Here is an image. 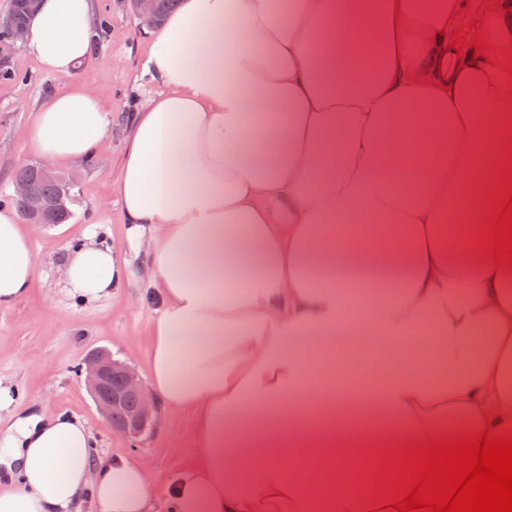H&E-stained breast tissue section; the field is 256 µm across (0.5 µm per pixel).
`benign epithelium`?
<instances>
[{
	"label": "benign epithelium",
	"instance_id": "benign-epithelium-1",
	"mask_svg": "<svg viewBox=\"0 0 512 512\" xmlns=\"http://www.w3.org/2000/svg\"><path fill=\"white\" fill-rule=\"evenodd\" d=\"M135 14L141 25H153L157 16L156 0H134ZM13 198L23 203L22 214L29 224H42L49 212L69 214L70 193L48 201L34 193L26 182L14 183ZM85 386L103 422L131 438H139L152 429L156 405L147 394L137 371L115 360L103 350L85 355L81 363ZM135 404H130V401Z\"/></svg>",
	"mask_w": 512,
	"mask_h": 512
}]
</instances>
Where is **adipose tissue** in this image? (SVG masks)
<instances>
[{
  "mask_svg": "<svg viewBox=\"0 0 512 512\" xmlns=\"http://www.w3.org/2000/svg\"><path fill=\"white\" fill-rule=\"evenodd\" d=\"M502 4L184 0L149 32L159 91L130 119L117 192L133 245L153 234L147 386L196 417L167 512H370L376 436L443 439L448 418L512 430V271L473 254L484 193L466 189L500 151L508 75L451 44L473 23L492 54L511 45ZM94 45L92 0H41L22 49L71 79L38 108L46 161L90 158L110 134L71 78ZM58 263L82 305L133 276L92 235ZM40 276L0 206V308ZM354 322L409 367L370 345L348 376L323 368ZM17 397L0 379V512H156L142 462L99 459L82 419Z\"/></svg>",
  "mask_w": 512,
  "mask_h": 512,
  "instance_id": "adipose-tissue-1",
  "label": "adipose tissue"
}]
</instances>
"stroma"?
I'll use <instances>...</instances> for the list:
<instances>
[{
  "instance_id": "obj_1",
  "label": "stroma",
  "mask_w": 512,
  "mask_h": 512,
  "mask_svg": "<svg viewBox=\"0 0 512 512\" xmlns=\"http://www.w3.org/2000/svg\"><path fill=\"white\" fill-rule=\"evenodd\" d=\"M93 8L96 18L107 20L109 27L101 31L76 77L99 94L115 123L91 163L56 165L75 178L72 216L65 224L30 228L43 262L42 280L14 306L0 309V378L17 385L19 408L83 418L96 437L100 456L122 454L145 462L151 493L160 506L169 476L195 458L192 417H159L151 431L132 439L104 425L78 373L88 351L104 348L147 375L145 353L157 317L154 305L142 299L137 282L115 289L111 298L96 305H77L62 290L56 266L67 247L94 231L128 262L138 279L148 275L145 252L129 241L115 187L123 154V120L157 91L141 76L148 42L130 0H93ZM8 60L14 77L0 81L1 205L12 201L16 170L40 161L31 143L39 105L69 84L68 78L43 73L23 50H13Z\"/></svg>"
}]
</instances>
